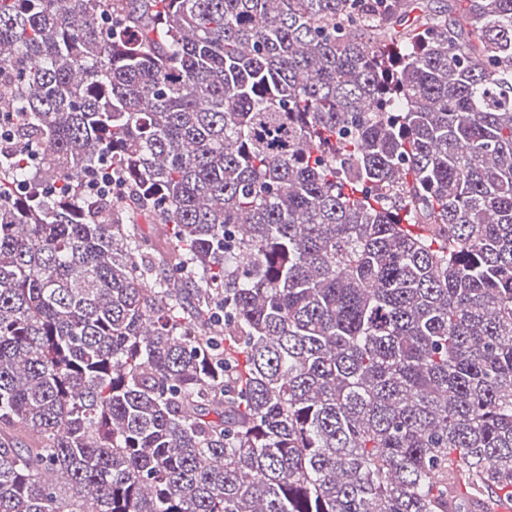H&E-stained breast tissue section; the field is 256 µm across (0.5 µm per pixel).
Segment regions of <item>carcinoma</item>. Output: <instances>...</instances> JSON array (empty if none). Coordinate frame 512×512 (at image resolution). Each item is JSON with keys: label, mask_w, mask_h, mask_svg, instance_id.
<instances>
[{"label": "carcinoma", "mask_w": 512, "mask_h": 512, "mask_svg": "<svg viewBox=\"0 0 512 512\" xmlns=\"http://www.w3.org/2000/svg\"><path fill=\"white\" fill-rule=\"evenodd\" d=\"M0 110V512L512 500V0H0Z\"/></svg>", "instance_id": "carcinoma-1"}]
</instances>
